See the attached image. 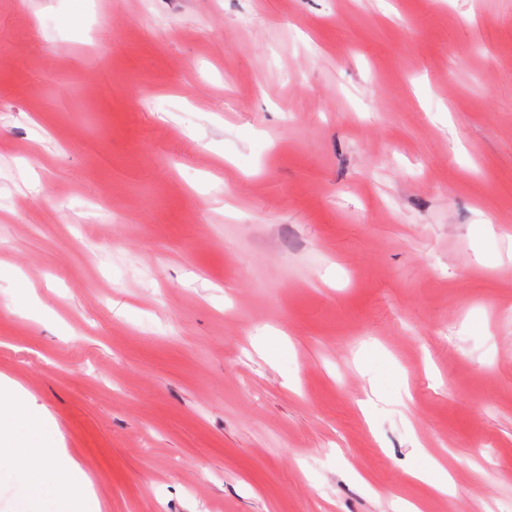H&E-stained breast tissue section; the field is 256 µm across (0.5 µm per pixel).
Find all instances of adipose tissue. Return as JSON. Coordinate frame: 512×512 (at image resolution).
I'll use <instances>...</instances> for the list:
<instances>
[{
	"instance_id": "ef3b65f1",
	"label": "adipose tissue",
	"mask_w": 512,
	"mask_h": 512,
	"mask_svg": "<svg viewBox=\"0 0 512 512\" xmlns=\"http://www.w3.org/2000/svg\"><path fill=\"white\" fill-rule=\"evenodd\" d=\"M52 431L26 390L0 376V476L23 484L13 512H101L88 476L53 445Z\"/></svg>"
}]
</instances>
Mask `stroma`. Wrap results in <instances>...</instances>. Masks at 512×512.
I'll list each match as a JSON object with an SVG mask.
<instances>
[{"instance_id":"obj_1","label":"stroma","mask_w":512,"mask_h":512,"mask_svg":"<svg viewBox=\"0 0 512 512\" xmlns=\"http://www.w3.org/2000/svg\"><path fill=\"white\" fill-rule=\"evenodd\" d=\"M0 375L102 512H512V0H0ZM423 456L426 459V464L414 468L409 474L413 478L431 485L437 491L448 493V485L451 482L448 472L440 465L436 466L428 461L425 454Z\"/></svg>"}]
</instances>
